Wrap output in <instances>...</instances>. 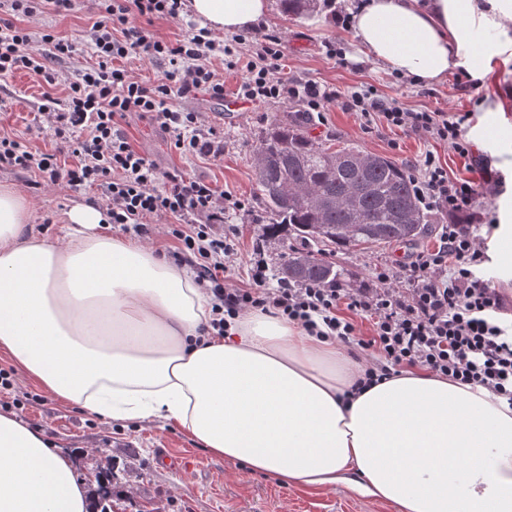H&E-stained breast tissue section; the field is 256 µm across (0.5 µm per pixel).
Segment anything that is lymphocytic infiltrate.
Instances as JSON below:
<instances>
[{
	"mask_svg": "<svg viewBox=\"0 0 512 512\" xmlns=\"http://www.w3.org/2000/svg\"><path fill=\"white\" fill-rule=\"evenodd\" d=\"M7 2L14 18L0 22L1 76L18 72L43 76L47 59L71 58L74 44L51 32L41 37L49 53L33 48L27 23L49 11H70L76 0ZM181 6L182 0H97L100 18L86 39L92 63L69 81L64 99L44 97L35 118L59 140V152L33 149L0 136V167L35 174L46 186L72 191L97 187L109 223L140 236L151 233L147 217H170L172 259L190 267L213 300V318L202 327V334H229L239 315L248 310L280 315L311 335L360 352L352 392H362L400 369L418 367L453 382L483 387L512 408V323L506 318L512 299L486 279L482 227L466 220L479 197L502 184L491 164L477 165L466 180L451 179L430 152L412 164L410 178L422 209L445 215L448 222L441 227L435 249L417 253L402 268H376L374 287L352 292L337 283L283 282L272 288L268 263L257 259L250 266L249 287L238 288L228 278L235 249L224 235V215L247 211L245 200L180 169L158 171L121 130L130 115L149 117L170 132L176 150L223 155L224 143L215 130L201 123L196 113L172 109L169 100L172 93L197 90L223 96L224 85L206 59L232 54L235 45L248 40L255 44L258 60L246 65L241 98L263 102L298 98L310 113L325 112L339 100L354 111L363 130L379 120L448 144L463 157L472 153L465 129L468 114L408 112L369 91L342 96L313 81L281 76L283 41L274 33H257L249 39L236 35L220 44L193 23L176 42L143 29L146 21L179 19ZM130 57L164 62L162 78L150 85L134 80L123 65ZM63 154L75 157V165H62ZM343 307L352 312V319L339 316ZM359 316L372 320L371 335H361L355 322Z\"/></svg>",
	"mask_w": 512,
	"mask_h": 512,
	"instance_id": "1",
	"label": "lymphocytic infiltrate"
}]
</instances>
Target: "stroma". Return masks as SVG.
I'll use <instances>...</instances> for the list:
<instances>
[{
    "label": "stroma",
    "mask_w": 512,
    "mask_h": 512,
    "mask_svg": "<svg viewBox=\"0 0 512 512\" xmlns=\"http://www.w3.org/2000/svg\"><path fill=\"white\" fill-rule=\"evenodd\" d=\"M349 0H315L301 15L283 13L279 0H270L267 17L259 24L265 32L282 36L284 57L282 74L315 81L340 93L372 91L386 100H394L411 112H468L472 123L468 137L474 144L472 158H463L448 145L380 124L364 132L353 112L342 103L329 106L324 124L306 122L304 133L313 140L335 143L336 147H355L387 157L405 165L433 152L448 167L453 179H468L473 160H488L504 177L499 193L482 199L478 209L494 215L501 224L512 225V65L496 66L485 82L470 78L464 71L449 76L437 86H423L390 73L361 54L352 30L342 26ZM89 0L65 17L46 15L30 22L32 45L41 48V33L49 28L71 40L77 52L74 59L52 61L50 72L60 79L50 84L43 77L17 73L0 78V135L21 140L34 149H52L56 142L50 133L35 130V115L44 94L61 99L66 95L64 76H70L90 63L85 31L95 21ZM335 43L343 56L335 61L326 53L328 43ZM240 65L230 66L219 57L208 65L224 84L223 97L206 92L173 95V105L185 112L197 113L201 121L214 128L224 140V154L214 159L203 155H184L170 146V137L158 123L130 117L123 129L129 143L153 161L160 170L179 168L187 174L208 179L224 191L246 200L243 214L224 217V234L238 252L230 272L235 285L248 287L254 248L262 239L269 215L258 194L253 171V152L271 122L290 119L303 111L296 99L249 104L236 118L224 114L226 97L236 96L245 75L243 61L254 54L251 44L238 48ZM31 178L0 169V184L14 185L35 204L32 220L38 237L63 238L66 226L59 217L63 211L83 203L103 205L99 191L72 192L62 188L35 189ZM446 216L431 218V232L412 247L403 243L386 246L363 245L348 250L333 248L325 254L341 272L342 287L356 290L372 287V272L385 264L407 261L414 249L438 245ZM263 240V239H262ZM29 426L42 430L57 446L69 452L80 479H88L95 463H109L125 469L119 512H399L389 504L348 490L343 486L310 490L281 484L272 474L251 472L241 462L216 458L187 437L174 423L151 418L143 421L115 422L83 409L48 399L45 405H33L22 413ZM189 460V468L166 464L165 456Z\"/></svg>",
    "instance_id": "obj_1"
}]
</instances>
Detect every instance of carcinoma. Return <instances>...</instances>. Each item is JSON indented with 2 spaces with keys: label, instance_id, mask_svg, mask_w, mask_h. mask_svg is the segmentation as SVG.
I'll return each instance as SVG.
<instances>
[{
  "label": "carcinoma",
  "instance_id": "1",
  "mask_svg": "<svg viewBox=\"0 0 512 512\" xmlns=\"http://www.w3.org/2000/svg\"><path fill=\"white\" fill-rule=\"evenodd\" d=\"M354 147L333 151L306 136L296 122H275L254 150L257 187L270 215L268 239L288 231L298 242L278 274L295 282L334 283L336 265L321 258L337 245L417 243L428 234V215L415 198L406 167L380 157L369 163ZM120 475L94 468L88 482L90 512H115Z\"/></svg>",
  "mask_w": 512,
  "mask_h": 512
}]
</instances>
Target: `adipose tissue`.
<instances>
[{
	"mask_svg": "<svg viewBox=\"0 0 512 512\" xmlns=\"http://www.w3.org/2000/svg\"><path fill=\"white\" fill-rule=\"evenodd\" d=\"M187 7L234 32L264 19L269 0ZM349 27L368 58L427 86L512 63V0H360ZM34 208L0 186V350L47 394L115 421H172L291 487L348 485L400 512H512V409L486 389L405 370L344 400L354 372L336 346L260 312L192 346L213 302L186 267L107 233L91 204L63 213L66 239L39 240ZM88 509L70 458L0 414V512Z\"/></svg>",
	"mask_w": 512,
	"mask_h": 512,
	"instance_id": "adipose-tissue-1",
	"label": "adipose tissue"
}]
</instances>
